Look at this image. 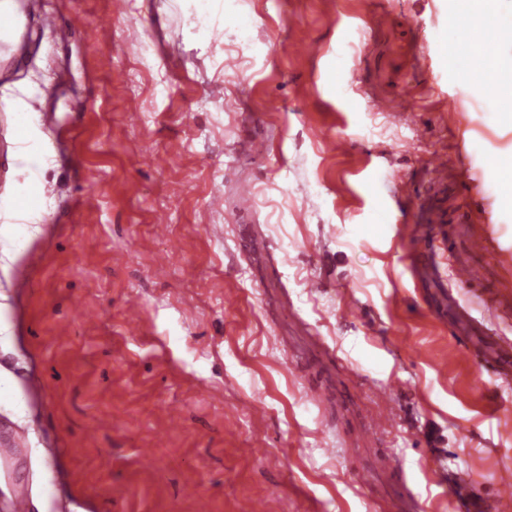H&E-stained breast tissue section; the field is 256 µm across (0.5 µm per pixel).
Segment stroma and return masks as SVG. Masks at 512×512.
<instances>
[{
  "mask_svg": "<svg viewBox=\"0 0 512 512\" xmlns=\"http://www.w3.org/2000/svg\"><path fill=\"white\" fill-rule=\"evenodd\" d=\"M112 2L18 0L0 52V194L23 183L13 100L50 156L43 231L0 271V512L19 487L47 512H457L497 491L512 385L451 353L449 299L402 261L405 225L493 236L474 263L497 308L452 297L512 341L487 178L512 124L448 70L454 0H244L236 30Z\"/></svg>",
  "mask_w": 512,
  "mask_h": 512,
  "instance_id": "stroma-1",
  "label": "stroma"
}]
</instances>
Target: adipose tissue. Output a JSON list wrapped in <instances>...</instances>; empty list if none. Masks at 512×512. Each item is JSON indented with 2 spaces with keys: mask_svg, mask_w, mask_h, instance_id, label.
<instances>
[{
  "mask_svg": "<svg viewBox=\"0 0 512 512\" xmlns=\"http://www.w3.org/2000/svg\"><path fill=\"white\" fill-rule=\"evenodd\" d=\"M475 18L469 11L459 8L451 14V28L454 33L452 45L456 56L464 57L472 73L494 70L499 58L495 48H487L478 54L466 53L468 37L473 30ZM15 163L24 177L21 192L0 196V269L7 270L15 264L20 255V242L29 241L41 231V221L48 208L43 195V176L47 168L48 155L41 138L33 128V120L26 106L17 109L15 126Z\"/></svg>",
  "mask_w": 512,
  "mask_h": 512,
  "instance_id": "1",
  "label": "adipose tissue"
}]
</instances>
